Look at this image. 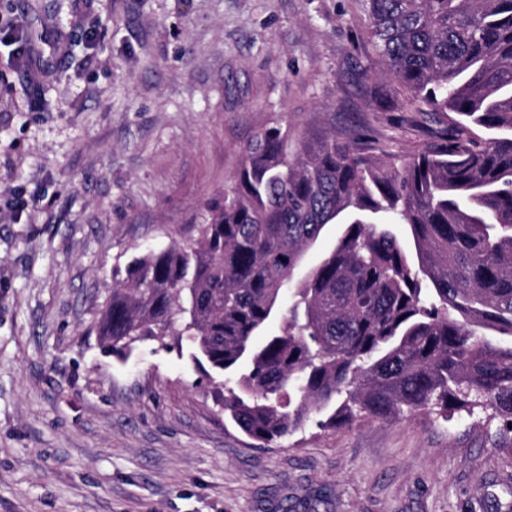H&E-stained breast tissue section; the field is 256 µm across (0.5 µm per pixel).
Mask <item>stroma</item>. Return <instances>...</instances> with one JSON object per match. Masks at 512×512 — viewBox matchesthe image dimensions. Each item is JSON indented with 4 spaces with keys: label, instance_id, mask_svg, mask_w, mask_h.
<instances>
[{
    "label": "stroma",
    "instance_id": "stroma-1",
    "mask_svg": "<svg viewBox=\"0 0 512 512\" xmlns=\"http://www.w3.org/2000/svg\"><path fill=\"white\" fill-rule=\"evenodd\" d=\"M0 512H512L483 413L266 445L177 346L104 352L115 271L182 241L268 122L408 158L363 0H0Z\"/></svg>",
    "mask_w": 512,
    "mask_h": 512
}]
</instances>
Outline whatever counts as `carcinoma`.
Instances as JSON below:
<instances>
[{
    "instance_id": "1",
    "label": "carcinoma",
    "mask_w": 512,
    "mask_h": 512,
    "mask_svg": "<svg viewBox=\"0 0 512 512\" xmlns=\"http://www.w3.org/2000/svg\"><path fill=\"white\" fill-rule=\"evenodd\" d=\"M365 2L406 111L449 124L407 161L359 130L264 127L196 235L127 265L100 345L178 337L261 443L314 412L329 428L479 410L511 433L512 0Z\"/></svg>"
}]
</instances>
